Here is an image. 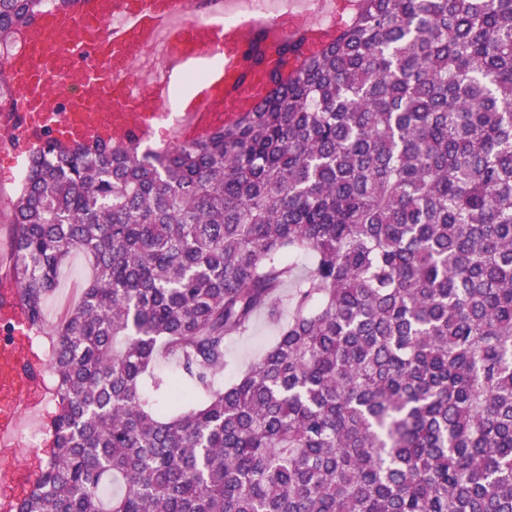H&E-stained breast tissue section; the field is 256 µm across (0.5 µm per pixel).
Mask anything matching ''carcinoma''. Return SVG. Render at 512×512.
I'll list each match as a JSON object with an SVG mask.
<instances>
[{"label": "carcinoma", "instance_id": "1", "mask_svg": "<svg viewBox=\"0 0 512 512\" xmlns=\"http://www.w3.org/2000/svg\"><path fill=\"white\" fill-rule=\"evenodd\" d=\"M43 10L0 0V43ZM278 51L296 71L204 138L32 150L31 328L72 253L93 276L11 512H512V0H358ZM260 312L277 340L226 384Z\"/></svg>", "mask_w": 512, "mask_h": 512}]
</instances>
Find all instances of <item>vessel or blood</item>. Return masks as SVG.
Segmentation results:
<instances>
[{
  "instance_id": "vessel-or-blood-1",
  "label": "vessel or blood",
  "mask_w": 512,
  "mask_h": 512,
  "mask_svg": "<svg viewBox=\"0 0 512 512\" xmlns=\"http://www.w3.org/2000/svg\"><path fill=\"white\" fill-rule=\"evenodd\" d=\"M297 14L245 17L224 22L234 0H197L205 26L180 18L177 0H75L73 6L38 13L20 34L22 47L0 60V76L10 91L9 120L17 140L47 137L60 144L127 139L142 143L152 135L144 104L178 102L182 124L177 139L206 135L218 120H235L265 98L267 73H291L296 57L276 54L277 46L302 41L305 53L320 50L336 33L317 11L335 12L336 0H313ZM122 15L111 25L113 15ZM270 47L262 67L248 69L245 53L257 33ZM160 51L163 75L139 74L136 96L114 94L112 80L124 66L148 52ZM205 71L190 93L176 96L175 85L187 72ZM22 306L17 289L0 290V323L13 325ZM46 363L21 353L0 337V391L17 382L42 387ZM22 421L0 423V448L26 446Z\"/></svg>"
}]
</instances>
